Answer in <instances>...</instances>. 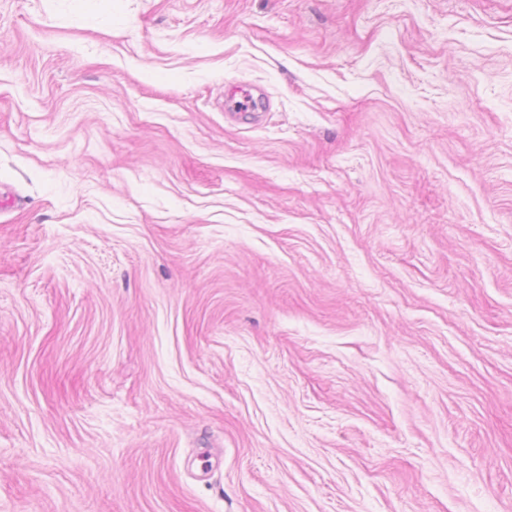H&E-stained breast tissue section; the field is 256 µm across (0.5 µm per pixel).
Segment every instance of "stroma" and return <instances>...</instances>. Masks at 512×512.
I'll return each mask as SVG.
<instances>
[{"label": "stroma", "instance_id": "obj_1", "mask_svg": "<svg viewBox=\"0 0 512 512\" xmlns=\"http://www.w3.org/2000/svg\"><path fill=\"white\" fill-rule=\"evenodd\" d=\"M0 512H512V0H0Z\"/></svg>", "mask_w": 512, "mask_h": 512}]
</instances>
